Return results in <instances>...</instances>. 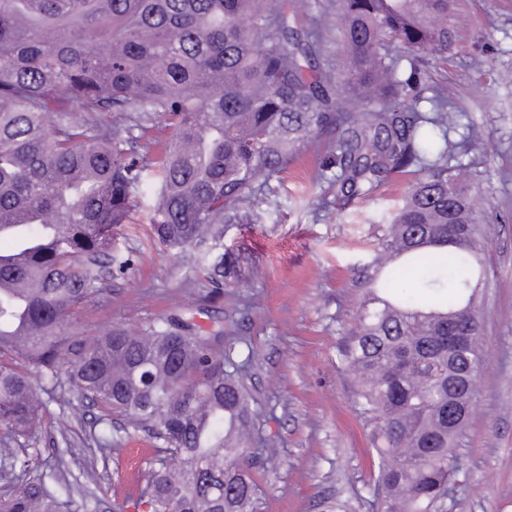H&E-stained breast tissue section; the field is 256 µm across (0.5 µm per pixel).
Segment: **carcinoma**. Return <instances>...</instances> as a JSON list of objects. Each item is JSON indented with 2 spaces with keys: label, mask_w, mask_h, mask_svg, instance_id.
<instances>
[{
  "label": "carcinoma",
  "mask_w": 512,
  "mask_h": 512,
  "mask_svg": "<svg viewBox=\"0 0 512 512\" xmlns=\"http://www.w3.org/2000/svg\"><path fill=\"white\" fill-rule=\"evenodd\" d=\"M305 0H0V512H78L99 485H76L65 448L50 474L32 454L48 404L94 412L100 456L141 434L150 468L134 512H260L254 469L278 460L252 442L266 415L221 329L160 317L86 336L80 312L133 264L117 230L142 206L153 239L196 251L212 295L261 275L221 253L224 225L258 220L270 182L328 138L322 200L336 210L394 174L405 205L376 237L340 351L373 422V512H448L457 442L477 393L487 205L451 164L458 115L433 88L411 95L425 63L445 64L454 0H336L342 68L323 71L325 23L300 31ZM459 235L448 239V225ZM414 277L429 299L401 284ZM471 323L467 355L448 353V321Z\"/></svg>",
  "instance_id": "carcinoma-1"
}]
</instances>
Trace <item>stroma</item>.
Segmentation results:
<instances>
[{"instance_id":"1","label":"stroma","mask_w":512,"mask_h":512,"mask_svg":"<svg viewBox=\"0 0 512 512\" xmlns=\"http://www.w3.org/2000/svg\"><path fill=\"white\" fill-rule=\"evenodd\" d=\"M454 45L446 67L415 86L419 97L442 87L459 114L449 138L461 143L468 127L481 129L486 153L459 154L488 202L491 223L487 279L478 294L484 324L482 374L471 417L459 440L460 482L448 512H512V0H456ZM313 143L275 177L274 205L260 206L254 224L224 232L225 250H245L264 275L207 298L192 251H170L149 236L151 212L136 209L119 244L134 265L112 283V296L87 306L79 327L128 329L167 315L194 311L204 327H223L239 351L255 361L247 384L267 405L263 434L279 443L276 467L259 471L263 512H368L366 482L377 456L372 425L354 403L355 381L339 357L359 292L353 273L375 256L379 226L391 223L408 193L411 174H397L372 196L343 210L323 205L320 162ZM56 437L67 428L71 474L94 463L102 481L81 512H117L116 501L146 473L152 445L127 441L102 460L88 438V422L50 404Z\"/></svg>"}]
</instances>
